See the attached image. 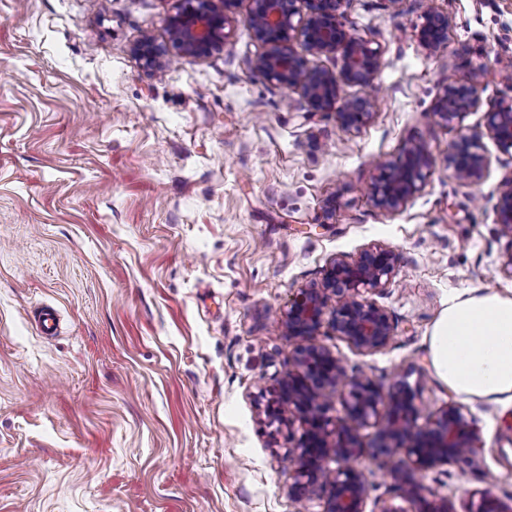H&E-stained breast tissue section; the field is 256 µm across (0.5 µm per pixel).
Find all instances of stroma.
Returning <instances> with one entry per match:
<instances>
[{"label":"stroma","mask_w":512,"mask_h":512,"mask_svg":"<svg viewBox=\"0 0 512 512\" xmlns=\"http://www.w3.org/2000/svg\"><path fill=\"white\" fill-rule=\"evenodd\" d=\"M181 0H0V512H295L281 456L300 424L272 433L260 390L294 343L280 315L339 255L398 256L373 295L396 335L361 356L321 339L382 387L421 374L429 417L457 396L426 338L450 296L512 294L496 233L512 156L485 139L489 170L448 169L461 127L512 98V0H349L345 29L381 47L376 112L354 133L250 69L261 52L240 0L222 47L150 73L131 56L167 38ZM446 14L443 53L415 38L424 7ZM479 104L444 121L448 79ZM426 142L430 175L395 212L374 206L377 163ZM48 304L58 334L32 313ZM476 462L415 472L466 512L488 490L512 500V403L465 401ZM366 512L398 502L393 463L366 455Z\"/></svg>","instance_id":"obj_1"}]
</instances>
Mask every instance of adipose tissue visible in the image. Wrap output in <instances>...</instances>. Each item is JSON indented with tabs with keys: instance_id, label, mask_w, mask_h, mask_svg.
Returning a JSON list of instances; mask_svg holds the SVG:
<instances>
[{
	"instance_id": "adipose-tissue-1",
	"label": "adipose tissue",
	"mask_w": 512,
	"mask_h": 512,
	"mask_svg": "<svg viewBox=\"0 0 512 512\" xmlns=\"http://www.w3.org/2000/svg\"><path fill=\"white\" fill-rule=\"evenodd\" d=\"M427 346L434 375L455 394L512 400V296L484 289L450 299Z\"/></svg>"
}]
</instances>
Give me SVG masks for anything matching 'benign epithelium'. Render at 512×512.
<instances>
[{"label":"benign epithelium","mask_w":512,"mask_h":512,"mask_svg":"<svg viewBox=\"0 0 512 512\" xmlns=\"http://www.w3.org/2000/svg\"><path fill=\"white\" fill-rule=\"evenodd\" d=\"M239 0H183L172 16L168 40L145 36L131 47L143 69L156 72L165 66L170 50L182 56L204 57L223 44L225 29ZM347 0H248V20L263 52L252 69L264 79L298 91L310 112H333L340 127L358 130L377 108L369 93L346 99L341 84L369 88L382 65V51L347 31L340 22ZM448 16L424 12L417 41L428 54L446 48ZM340 59L337 72L316 63L322 56ZM478 104L474 86L448 80L436 106L445 121L462 119ZM512 154V98L495 104L484 127L466 128L448 148V169L459 182L482 179L490 160L484 138ZM378 176L369 192L375 206L397 211L418 194L430 175V153L424 143L405 148L403 158L377 164ZM498 235L509 241L502 264L512 276V177L503 181L495 203ZM398 256L390 249L370 246L355 258L336 257L317 288H300L288 302L282 323L294 341L292 370L273 390L260 391L258 414L269 427L280 431L299 421L303 432L287 449L288 497L304 505L312 496L322 500V512H366L371 486L356 461L368 449L377 455L404 453L394 477L401 498L412 504L408 511L389 503L381 512H455L447 498L430 497L414 482L413 472L435 468L477 455L479 435L464 407L450 404L419 423L416 400L420 382L410 384L406 371L398 383L384 390L360 371L348 370L343 358L324 344L319 331L331 317L336 337L358 355L386 349L394 336V324L384 308L368 294L385 289L392 281ZM344 393V415H329L332 391ZM372 426L376 436L364 445L360 430ZM336 467H330V463ZM469 512H512L493 493L486 491Z\"/></svg>","instance_id":"obj_1"}]
</instances>
